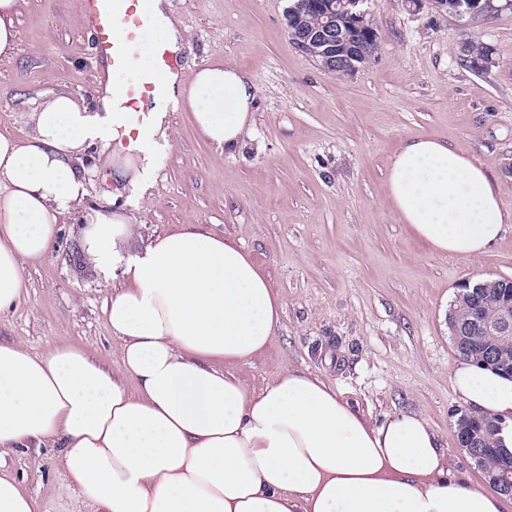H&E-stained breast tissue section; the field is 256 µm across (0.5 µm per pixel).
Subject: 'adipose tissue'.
Wrapping results in <instances>:
<instances>
[{"instance_id": "obj_1", "label": "adipose tissue", "mask_w": 512, "mask_h": 512, "mask_svg": "<svg viewBox=\"0 0 512 512\" xmlns=\"http://www.w3.org/2000/svg\"><path fill=\"white\" fill-rule=\"evenodd\" d=\"M115 91L102 82L87 102L54 94L35 110L32 136L0 134V313L25 296V263L46 255L74 216L95 267L120 282L106 314L123 367L118 378L78 348L37 355L0 343V458L60 446L62 474L93 512H503V495L453 474L422 416L372 419L308 371L248 384L238 368L268 348L282 313L249 253L196 224L124 256L136 221L128 201L116 192L84 209L77 165L126 127ZM168 94L186 96L225 153L244 146L257 95L249 73L214 60L188 93L171 76ZM167 130L161 102L117 179L143 189ZM387 192L400 222L439 254L479 256L505 231L486 167L434 136L398 148ZM453 386L471 411L502 422L512 452V378L463 360Z\"/></svg>"}]
</instances>
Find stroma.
Masks as SVG:
<instances>
[{
	"label": "stroma",
	"mask_w": 512,
	"mask_h": 512,
	"mask_svg": "<svg viewBox=\"0 0 512 512\" xmlns=\"http://www.w3.org/2000/svg\"><path fill=\"white\" fill-rule=\"evenodd\" d=\"M77 0H23L17 48L0 59V132L33 134L45 96H89L103 77L83 32ZM288 0H168L186 31L182 81L214 60L247 71L257 86L252 132L235 155L198 131L189 106L168 115V142L123 245L133 255L157 237L203 224L244 248L283 305L265 353L244 366L260 388L288 368L323 376L374 419L425 417L452 468L483 487L458 448L462 407L453 389L460 359L445 316L465 284L512 278V220L485 254L435 253L396 216L386 192L392 156L406 138L430 135L484 164L512 217V10L470 24L402 0H366L380 40L352 78L322 71L288 38ZM493 51L484 73L462 66L467 43ZM87 205L110 196L101 148L84 154ZM84 225L66 219L55 246L26 264L27 296L0 315V342L37 354L81 348L121 370V341L104 302L113 286L82 247ZM59 448H21L6 466L47 512H86L64 481Z\"/></svg>",
	"instance_id": "obj_1"
}]
</instances>
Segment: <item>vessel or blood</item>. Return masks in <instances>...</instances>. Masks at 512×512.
Here are the masks:
<instances>
[{"mask_svg": "<svg viewBox=\"0 0 512 512\" xmlns=\"http://www.w3.org/2000/svg\"><path fill=\"white\" fill-rule=\"evenodd\" d=\"M82 27L96 59L118 88L113 111L128 113L136 133L150 124V108L166 92L165 78L179 69L167 43L151 40L157 25L144 0H82Z\"/></svg>", "mask_w": 512, "mask_h": 512, "instance_id": "obj_1", "label": "vessel or blood"}]
</instances>
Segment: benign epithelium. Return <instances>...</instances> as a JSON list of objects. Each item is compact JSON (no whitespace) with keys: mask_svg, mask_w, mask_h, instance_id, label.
I'll use <instances>...</instances> for the list:
<instances>
[{"mask_svg":"<svg viewBox=\"0 0 512 512\" xmlns=\"http://www.w3.org/2000/svg\"><path fill=\"white\" fill-rule=\"evenodd\" d=\"M427 4L439 13L470 20L477 13L490 17L512 9V0H455L451 4L447 0L413 2L418 9ZM362 5L363 0H298L293 15L286 22L294 24L299 13L316 11L321 23L311 32L294 29L291 40L322 69L352 78L371 61L369 44H376L380 39L373 18ZM492 292H499L494 281L473 285L468 295L470 303L458 316V329L469 336V345L460 348V354L477 364L512 369V300L508 298L496 306H487L483 299ZM454 429L459 447L475 458L476 449L497 446L502 425L487 417L464 413L455 420ZM483 475L487 484L500 490H512V455L501 458Z\"/></svg>","mask_w":512,"mask_h":512,"instance_id":"benign-epithelium-1","label":"benign epithelium"}]
</instances>
